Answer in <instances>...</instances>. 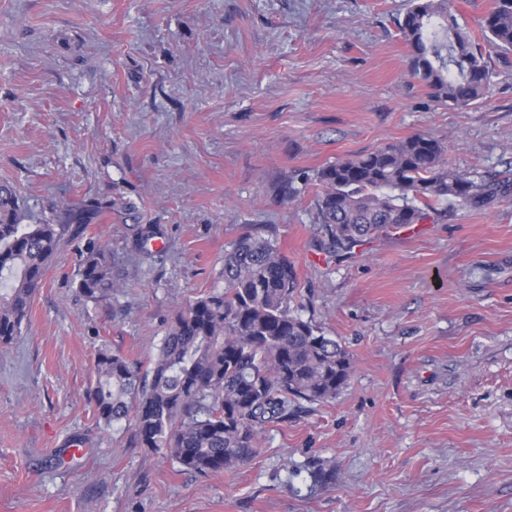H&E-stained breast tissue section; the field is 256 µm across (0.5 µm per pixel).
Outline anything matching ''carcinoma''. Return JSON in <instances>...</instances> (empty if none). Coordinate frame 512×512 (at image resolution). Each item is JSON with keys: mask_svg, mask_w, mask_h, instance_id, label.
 I'll list each match as a JSON object with an SVG mask.
<instances>
[{"mask_svg": "<svg viewBox=\"0 0 512 512\" xmlns=\"http://www.w3.org/2000/svg\"><path fill=\"white\" fill-rule=\"evenodd\" d=\"M482 42L458 22L452 0H411L399 23L409 69L437 101L484 99L492 56L512 53V0H493ZM448 145L424 135L330 163L316 173L319 223L330 248L349 254L368 240L422 224L453 201L478 208L512 194V183L448 167ZM110 203L65 206L56 219L23 224L15 188L0 185V344L21 334L31 301L71 224ZM120 287L112 253L80 256L78 289L96 302ZM295 265L270 238L247 232L224 250V290L190 304L169 324L144 369L108 351L95 361L97 420H130L138 447L200 476L232 472L252 458L259 435L288 420L300 401L328 404L353 372L347 348L299 313Z\"/></svg>", "mask_w": 512, "mask_h": 512, "instance_id": "carcinoma-1", "label": "carcinoma"}]
</instances>
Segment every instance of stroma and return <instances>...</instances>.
<instances>
[{"label": "stroma", "mask_w": 512, "mask_h": 512, "mask_svg": "<svg viewBox=\"0 0 512 512\" xmlns=\"http://www.w3.org/2000/svg\"><path fill=\"white\" fill-rule=\"evenodd\" d=\"M409 5L0 0V183L27 224L107 205L0 345V512H512V195L441 203L341 260L321 248L315 177L336 160L424 134L450 167L512 178V54L481 102L438 103L409 71ZM248 231L276 239L354 372L202 477L96 422L88 393L99 351L148 365ZM91 241L124 283L96 303L78 290ZM319 467L335 483L313 485Z\"/></svg>", "instance_id": "1"}]
</instances>
